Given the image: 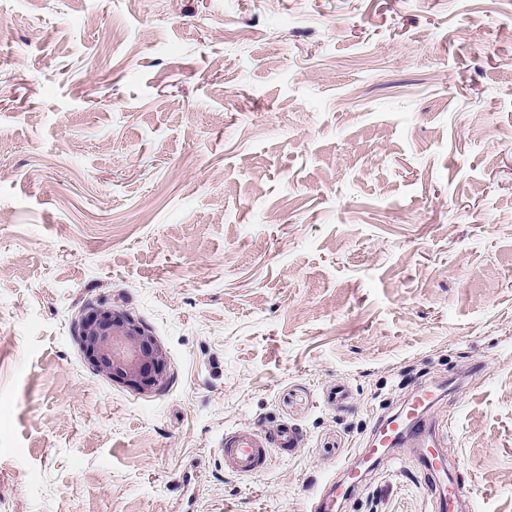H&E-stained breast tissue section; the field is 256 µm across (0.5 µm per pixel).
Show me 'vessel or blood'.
<instances>
[{
  "instance_id": "vessel-or-blood-1",
  "label": "vessel or blood",
  "mask_w": 512,
  "mask_h": 512,
  "mask_svg": "<svg viewBox=\"0 0 512 512\" xmlns=\"http://www.w3.org/2000/svg\"><path fill=\"white\" fill-rule=\"evenodd\" d=\"M436 397L428 387L414 390L401 408L380 424L370 444L363 454L354 456L343 465L346 485L332 486L324 491H314L309 495V512H336L340 498L346 497L355 489L361 479V466L364 459L386 456L389 448L396 443H404L412 448L426 451V464L433 473L447 468V459L442 450L444 432L428 424L426 414ZM298 432L295 428H284L277 440H269L263 433L242 434L228 432L224 435V466L240 476H255L268 467L272 447H295Z\"/></svg>"
}]
</instances>
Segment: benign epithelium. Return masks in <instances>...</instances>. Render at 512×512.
Listing matches in <instances>:
<instances>
[{
    "label": "benign epithelium",
    "instance_id": "7a95c632",
    "mask_svg": "<svg viewBox=\"0 0 512 512\" xmlns=\"http://www.w3.org/2000/svg\"><path fill=\"white\" fill-rule=\"evenodd\" d=\"M77 336L94 371L140 392L164 386L166 351L125 311L110 306L92 308L78 321Z\"/></svg>",
    "mask_w": 512,
    "mask_h": 512
}]
</instances>
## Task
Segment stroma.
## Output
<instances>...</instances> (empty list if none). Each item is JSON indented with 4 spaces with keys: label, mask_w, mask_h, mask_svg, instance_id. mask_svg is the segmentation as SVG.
Returning <instances> with one entry per match:
<instances>
[{
    "label": "stroma",
    "mask_w": 512,
    "mask_h": 512,
    "mask_svg": "<svg viewBox=\"0 0 512 512\" xmlns=\"http://www.w3.org/2000/svg\"><path fill=\"white\" fill-rule=\"evenodd\" d=\"M101 304L160 391L93 370ZM420 386L512 512V0H0V512H307ZM431 483L400 446L341 512ZM77 336L94 371L140 392L164 386L166 351L125 311L93 307L78 321ZM272 441L262 432L224 434V467L240 476H256L268 467Z\"/></svg>",
    "instance_id": "stroma-1"
}]
</instances>
